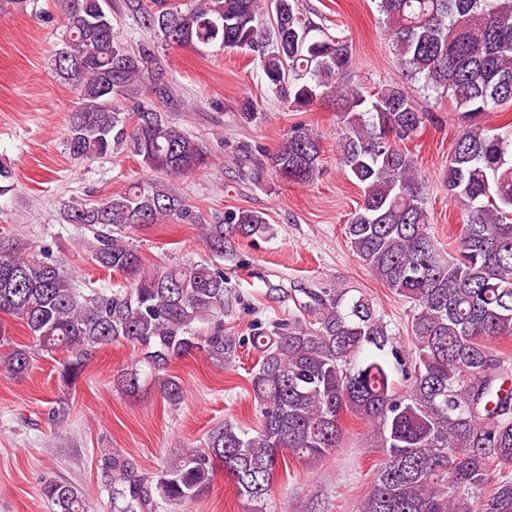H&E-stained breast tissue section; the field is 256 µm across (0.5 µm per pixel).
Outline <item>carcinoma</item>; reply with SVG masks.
Instances as JSON below:
<instances>
[{"label":"carcinoma","mask_w":512,"mask_h":512,"mask_svg":"<svg viewBox=\"0 0 512 512\" xmlns=\"http://www.w3.org/2000/svg\"><path fill=\"white\" fill-rule=\"evenodd\" d=\"M54 2L64 32L51 65L79 100L66 133L74 161L121 145L166 176L214 164L197 138L167 118L177 99L157 62V43L251 53L268 90L295 111L321 98L338 100L340 162L362 191L346 236L372 276L413 309L406 351L365 296L300 290L288 322L258 325L247 337L259 355L249 378L256 425L224 419L151 480L120 455H103L113 507L157 512L161 501H192L222 465L244 512H266L279 464L290 455L307 463L326 458L339 447L346 414L371 426L384 455L359 512H512L509 475L487 499L469 495L488 480L490 464L512 467L509 370L489 347L512 336V124L491 134L477 122L512 103V0H377L407 77L450 96L463 119L443 170L464 219L451 251L432 232L415 160L400 147L432 116L410 86L371 91L349 79L348 39L312 23L297 0H136L134 11L153 40L135 46L114 32L109 0ZM269 7L274 15L266 29ZM135 87L146 100L126 111L123 100ZM320 156L318 137L294 130L254 179L269 170L310 183L320 174ZM63 216L98 227L93 260L128 285L87 294L48 251H23L0 236V315L22 322L35 340L7 355L10 374L27 373L40 351L59 353L60 380L72 386L96 350L122 339L144 352L163 398L177 405L183 390L168 374L172 362L195 352L220 367L236 361L241 338L224 332L222 320L229 303L224 270L200 263L145 274L127 240L146 224L200 222L164 182H137L91 206L67 205ZM226 227L263 234L268 221L262 212L239 209L202 225L217 254L224 253ZM400 379L409 383L404 395ZM43 495L58 512H89L70 484L50 480Z\"/></svg>","instance_id":"1"}]
</instances>
